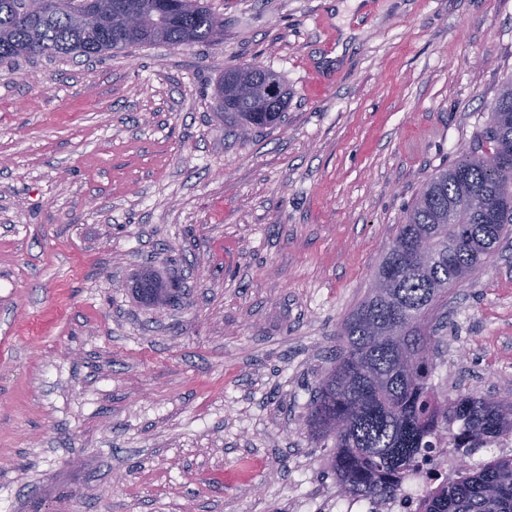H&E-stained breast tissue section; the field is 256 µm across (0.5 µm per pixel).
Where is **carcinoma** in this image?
<instances>
[{
	"label": "carcinoma",
	"instance_id": "cac0c4a2",
	"mask_svg": "<svg viewBox=\"0 0 512 512\" xmlns=\"http://www.w3.org/2000/svg\"><path fill=\"white\" fill-rule=\"evenodd\" d=\"M136 11V29L120 25ZM224 17L203 0H0V62L37 56L92 57L128 47L211 42ZM217 107L242 132L274 127L288 106L280 75L264 66L224 69ZM512 234V79L470 151L437 170L408 211L374 271L365 298L341 325V346L321 377L306 423L313 440L333 441V471L344 496L384 497L397 489L457 422L465 458L487 437L512 435V401L475 392L440 398L432 385L439 307L486 267ZM146 304L168 282L136 280ZM421 512H512V456L463 465L428 490Z\"/></svg>",
	"mask_w": 512,
	"mask_h": 512
}]
</instances>
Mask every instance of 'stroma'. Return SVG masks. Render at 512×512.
<instances>
[{
  "label": "stroma",
  "mask_w": 512,
  "mask_h": 512,
  "mask_svg": "<svg viewBox=\"0 0 512 512\" xmlns=\"http://www.w3.org/2000/svg\"><path fill=\"white\" fill-rule=\"evenodd\" d=\"M208 2L215 43L0 64V512H331L339 328L512 78V0ZM256 62L288 107L241 137ZM441 335L437 391L512 400V239ZM270 89L276 93L271 94ZM216 100L224 121L246 133L281 122L288 106V89L280 75L268 67L230 66L219 79ZM169 281H164L153 273L143 272L136 280L135 291L139 298L146 304L155 305V297L159 294H165L168 289Z\"/></svg>",
  "instance_id": "obj_1"
}]
</instances>
